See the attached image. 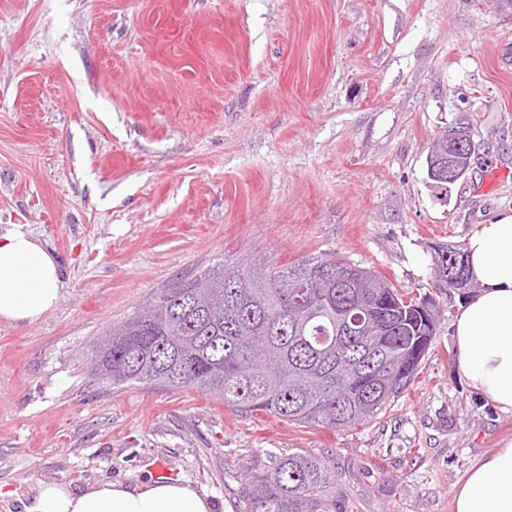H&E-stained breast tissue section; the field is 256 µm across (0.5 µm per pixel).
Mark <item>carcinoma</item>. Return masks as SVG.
I'll use <instances>...</instances> for the list:
<instances>
[{
  "label": "carcinoma",
  "instance_id": "cac0c4a2",
  "mask_svg": "<svg viewBox=\"0 0 512 512\" xmlns=\"http://www.w3.org/2000/svg\"><path fill=\"white\" fill-rule=\"evenodd\" d=\"M448 158V132L426 164ZM351 264L321 255L268 273L242 295L251 269L221 263L160 289L112 325V351L99 354L117 385L195 387L244 412L265 411L302 426L336 428L378 414L414 377L442 316L433 301L407 298L363 269V287L344 281ZM439 288L455 285L434 270ZM330 468L304 452L253 467L239 512H336L323 489Z\"/></svg>",
  "mask_w": 512,
  "mask_h": 512
}]
</instances>
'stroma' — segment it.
<instances>
[{
	"mask_svg": "<svg viewBox=\"0 0 512 512\" xmlns=\"http://www.w3.org/2000/svg\"><path fill=\"white\" fill-rule=\"evenodd\" d=\"M468 127L447 199L430 142ZM512 210L505 0H0V230L25 225L61 290L0 320V512L45 482L158 474L237 512L253 465L304 450L337 512H453L471 462L512 439L456 364L463 290L438 251ZM336 254L444 310L409 386L343 428L246 413L193 387L99 381L109 325L228 261Z\"/></svg>",
	"mask_w": 512,
	"mask_h": 512,
	"instance_id": "1",
	"label": "stroma"
}]
</instances>
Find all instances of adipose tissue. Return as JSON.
<instances>
[{"label": "adipose tissue", "mask_w": 512, "mask_h": 512, "mask_svg": "<svg viewBox=\"0 0 512 512\" xmlns=\"http://www.w3.org/2000/svg\"><path fill=\"white\" fill-rule=\"evenodd\" d=\"M467 264L481 289L453 320L457 366L469 387L512 413V211L480 225L465 243ZM54 256L22 225L0 234V319L32 324L57 303ZM454 512H512V440L480 456L453 490ZM24 512H213L188 484L156 476L129 488L107 481L83 491L64 482L41 484Z\"/></svg>", "instance_id": "ef3b65f1"}]
</instances>
